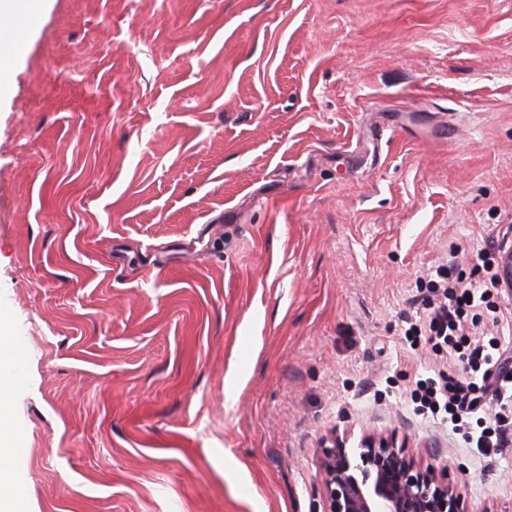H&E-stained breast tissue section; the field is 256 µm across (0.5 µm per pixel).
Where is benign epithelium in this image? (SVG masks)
<instances>
[{
  "label": "benign epithelium",
  "mask_w": 512,
  "mask_h": 512,
  "mask_svg": "<svg viewBox=\"0 0 512 512\" xmlns=\"http://www.w3.org/2000/svg\"><path fill=\"white\" fill-rule=\"evenodd\" d=\"M318 467L323 512H468L448 474L382 434L364 435L354 462L346 439L334 436Z\"/></svg>",
  "instance_id": "1"
}]
</instances>
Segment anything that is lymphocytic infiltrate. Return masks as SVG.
Listing matches in <instances>:
<instances>
[{"label": "lymphocytic infiltrate", "instance_id": "f902f5d3", "mask_svg": "<svg viewBox=\"0 0 512 512\" xmlns=\"http://www.w3.org/2000/svg\"><path fill=\"white\" fill-rule=\"evenodd\" d=\"M456 267V260H449L420 289L419 297L428 314L411 323L407 333L425 337L435 349L467 363L468 370L459 378L418 381L413 400L420 414L448 422L453 430L464 431L468 446L487 457L512 445V429L506 425L507 419L512 418V358L500 351L497 338H471L467 316L470 311L489 305L500 283L497 275L491 274L475 284L462 286L455 275ZM490 401L497 407L495 424L471 431L472 416Z\"/></svg>", "mask_w": 512, "mask_h": 512}]
</instances>
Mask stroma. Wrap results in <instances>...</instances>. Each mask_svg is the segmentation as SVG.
<instances>
[{
	"instance_id": "obj_1",
	"label": "stroma",
	"mask_w": 512,
	"mask_h": 512,
	"mask_svg": "<svg viewBox=\"0 0 512 512\" xmlns=\"http://www.w3.org/2000/svg\"><path fill=\"white\" fill-rule=\"evenodd\" d=\"M40 13L0 99L28 512H323L367 432L512 512V447L414 415L461 367L402 335L450 250L512 245V0Z\"/></svg>"
}]
</instances>
